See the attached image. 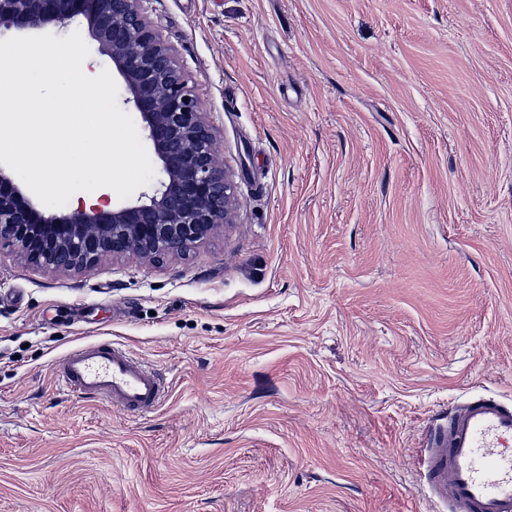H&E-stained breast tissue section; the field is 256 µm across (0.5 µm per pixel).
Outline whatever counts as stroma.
Masks as SVG:
<instances>
[{
    "mask_svg": "<svg viewBox=\"0 0 512 512\" xmlns=\"http://www.w3.org/2000/svg\"><path fill=\"white\" fill-rule=\"evenodd\" d=\"M235 218L61 273L0 248V512H432L427 423L512 403V0H146ZM122 345L132 416L55 365ZM57 378L68 395L106 399L131 415L155 408L165 393L157 372L112 343L91 342L70 349L58 361Z\"/></svg>",
    "mask_w": 512,
    "mask_h": 512,
    "instance_id": "obj_1",
    "label": "stroma"
}]
</instances>
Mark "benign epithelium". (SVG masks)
Here are the masks:
<instances>
[{"mask_svg":"<svg viewBox=\"0 0 512 512\" xmlns=\"http://www.w3.org/2000/svg\"><path fill=\"white\" fill-rule=\"evenodd\" d=\"M141 2L0 0V40L87 21L97 53L120 76L160 164L153 193L112 208L82 203L69 211L43 205L0 164V244L32 266L82 272L107 255H184L234 223L233 183L217 162L213 128Z\"/></svg>","mask_w":512,"mask_h":512,"instance_id":"7a95c632","label":"benign epithelium"}]
</instances>
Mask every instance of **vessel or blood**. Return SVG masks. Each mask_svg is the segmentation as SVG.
Here are the masks:
<instances>
[{
  "label": "vessel or blood",
  "instance_id": "vessel-or-blood-1",
  "mask_svg": "<svg viewBox=\"0 0 512 512\" xmlns=\"http://www.w3.org/2000/svg\"><path fill=\"white\" fill-rule=\"evenodd\" d=\"M61 389L98 397L137 415L165 393L160 375L127 349L86 343L57 365ZM417 464L436 512H512V405L481 396L453 406L427 427Z\"/></svg>",
  "mask_w": 512,
  "mask_h": 512
}]
</instances>
